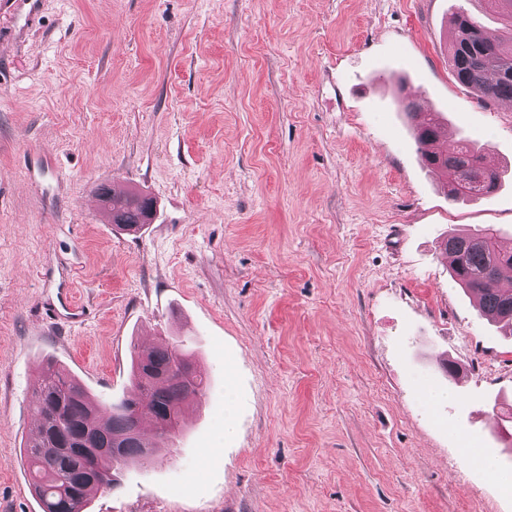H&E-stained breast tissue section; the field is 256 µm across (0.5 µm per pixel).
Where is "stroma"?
<instances>
[{"label":"stroma","instance_id":"1","mask_svg":"<svg viewBox=\"0 0 512 512\" xmlns=\"http://www.w3.org/2000/svg\"><path fill=\"white\" fill-rule=\"evenodd\" d=\"M459 10L501 34L482 0L6 6L0 512H41L20 459L39 363L108 405L149 336L185 340L209 389L89 512H512V487L463 463L484 444L512 474V333L440 246L463 227L512 240V177L449 201L395 104L512 166V104L451 73ZM112 180L152 198L140 232L92 205ZM66 299L82 325L49 319Z\"/></svg>","mask_w":512,"mask_h":512}]
</instances>
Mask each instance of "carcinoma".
I'll return each mask as SVG.
<instances>
[{
  "label": "carcinoma",
  "mask_w": 512,
  "mask_h": 512,
  "mask_svg": "<svg viewBox=\"0 0 512 512\" xmlns=\"http://www.w3.org/2000/svg\"><path fill=\"white\" fill-rule=\"evenodd\" d=\"M498 9L504 34L493 39L473 15L459 11L451 18L454 37L448 62L455 79L474 90L484 104L512 101V0H489ZM414 127L422 165L446 177L448 199L459 202L488 196L499 187L500 175L467 137L438 151L436 145L444 118L440 112L417 113ZM102 202L112 224L122 231L139 232L152 214V202L131 192L114 197L102 191ZM445 251L454 255L451 277L475 297L481 312L494 321L512 326V250L502 247L497 231L485 227L476 232L448 235ZM495 287H489V284ZM196 365L190 354L174 346L142 351L132 359V391L108 407L103 405L68 370L53 359L37 372L34 407L36 429L23 444L22 458L29 471V488L41 512L69 501L70 512H87L92 495L119 485V474L141 462L144 450L158 452L141 431V421L157 422L160 412L181 415L185 404L205 395L208 382L197 369L196 382L188 388L170 375L178 358Z\"/></svg>",
  "instance_id": "obj_1"
}]
</instances>
